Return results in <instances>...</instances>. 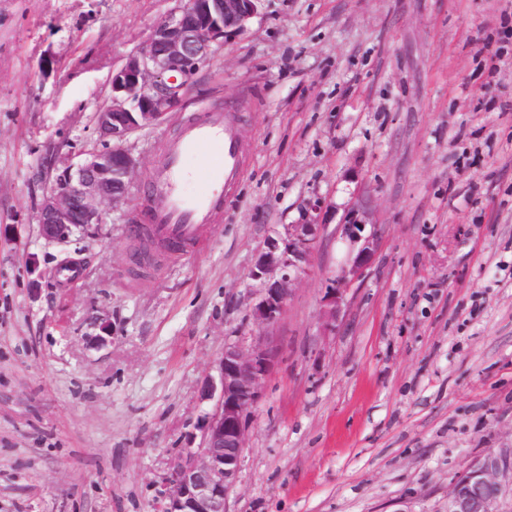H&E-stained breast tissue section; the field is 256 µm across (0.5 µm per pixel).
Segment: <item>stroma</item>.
<instances>
[{
	"label": "stroma",
	"mask_w": 512,
	"mask_h": 512,
	"mask_svg": "<svg viewBox=\"0 0 512 512\" xmlns=\"http://www.w3.org/2000/svg\"><path fill=\"white\" fill-rule=\"evenodd\" d=\"M177 6L0 0V512H154L225 344L257 332L258 252L312 206L325 225L266 330L281 359L229 512H446L476 458L512 451V0H263L129 138L128 204L45 241L48 160L97 146L113 69ZM201 112L236 113L241 176L198 243L136 267L130 221ZM355 205L377 254L327 336Z\"/></svg>",
	"instance_id": "1"
}]
</instances>
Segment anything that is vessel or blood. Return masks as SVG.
<instances>
[{"mask_svg":"<svg viewBox=\"0 0 512 512\" xmlns=\"http://www.w3.org/2000/svg\"><path fill=\"white\" fill-rule=\"evenodd\" d=\"M194 168L198 190H179L186 168ZM242 170L241 148L230 114L210 112L185 118L153 176L154 194L143 219L160 246L186 250L219 219L225 188Z\"/></svg>","mask_w":512,"mask_h":512,"instance_id":"vessel-or-blood-1","label":"vessel or blood"}]
</instances>
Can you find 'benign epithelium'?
<instances>
[{
    "mask_svg": "<svg viewBox=\"0 0 512 512\" xmlns=\"http://www.w3.org/2000/svg\"><path fill=\"white\" fill-rule=\"evenodd\" d=\"M177 10L153 29L143 48L112 72V95L95 115L101 147L57 169L54 184L39 206L40 235L63 243L95 224H104L109 204L128 203L138 161L127 147L134 132L164 123L179 105L181 92L215 48L243 31L258 14L261 0H179ZM368 212L351 208L341 225L358 248L346 267L326 286L322 325L336 327L352 282L364 276L377 252L375 232L363 235ZM320 227L307 214L299 224H286L268 241L249 276L259 283L251 316L258 328L248 345L228 344L218 364V378L203 386V399L213 402L196 426L197 446L179 450L156 476L155 512H229L228 497L239 481L249 444V419L259 402L278 349L264 335L283 314L305 272ZM512 494V457L487 453L448 488L447 512H502L501 499Z\"/></svg>",
    "mask_w": 512,
    "mask_h": 512,
    "instance_id": "7a95c632",
    "label": "benign epithelium"
}]
</instances>
